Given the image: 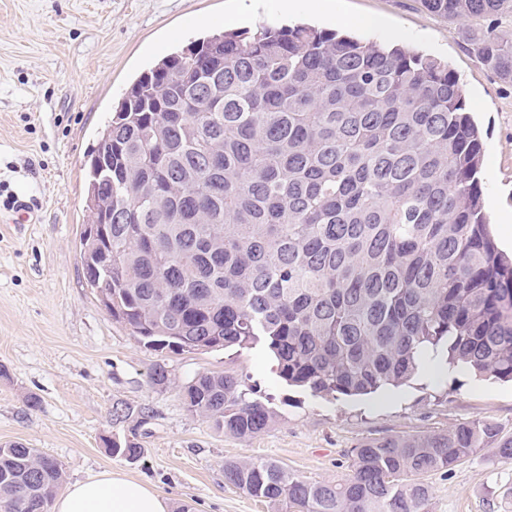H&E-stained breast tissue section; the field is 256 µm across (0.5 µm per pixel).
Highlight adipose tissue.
Returning <instances> with one entry per match:
<instances>
[{"label": "adipose tissue", "instance_id": "ef3b65f1", "mask_svg": "<svg viewBox=\"0 0 512 512\" xmlns=\"http://www.w3.org/2000/svg\"><path fill=\"white\" fill-rule=\"evenodd\" d=\"M171 504L155 489L110 470L70 484L51 512H170Z\"/></svg>", "mask_w": 512, "mask_h": 512}]
</instances>
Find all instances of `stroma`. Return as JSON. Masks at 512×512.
Here are the masks:
<instances>
[{
  "label": "stroma",
  "mask_w": 512,
  "mask_h": 512,
  "mask_svg": "<svg viewBox=\"0 0 512 512\" xmlns=\"http://www.w3.org/2000/svg\"><path fill=\"white\" fill-rule=\"evenodd\" d=\"M369 26L347 28L348 17ZM299 24L349 30L448 62L482 131L489 230L512 253V83L468 45L473 29L512 39V18L472 21L426 10L420 0H0V445L21 442L64 465L66 482L124 472L189 512H271L225 485L224 462L274 459L305 479L341 478L359 442L427 434L482 418L512 433V384L468 368L423 370L408 384L361 397L315 398L287 389L259 349L166 358L172 386L151 385L155 352L100 305L84 278L86 160L132 82L164 56L225 30ZM30 202L32 224H13L7 198ZM232 371L281 408L284 421L250 441L190 415L177 391L197 373ZM40 405L29 409L28 396ZM134 415L112 421V407ZM136 436L141 458L110 454L108 436ZM431 512H512V461L484 450L429 477Z\"/></svg>",
  "instance_id": "35a3bbf8"
}]
</instances>
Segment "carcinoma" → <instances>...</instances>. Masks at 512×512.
<instances>
[{"label":"carcinoma","mask_w":512,"mask_h":512,"mask_svg":"<svg viewBox=\"0 0 512 512\" xmlns=\"http://www.w3.org/2000/svg\"><path fill=\"white\" fill-rule=\"evenodd\" d=\"M457 19L512 17V0H422ZM512 82V41L475 32ZM484 155L448 64L309 26L223 31L141 74L88 155L82 263L112 318L146 348L255 349L320 398L408 383L428 364L512 382V260L488 230ZM171 383L166 363L148 374ZM191 415L246 441L282 419L234 372L179 386ZM512 435L475 418L351 450L312 483L275 460L224 461V483L274 512H430L426 477ZM110 453L137 460L139 443ZM57 459L0 446V512H49Z\"/></svg>","instance_id":"1"}]
</instances>
